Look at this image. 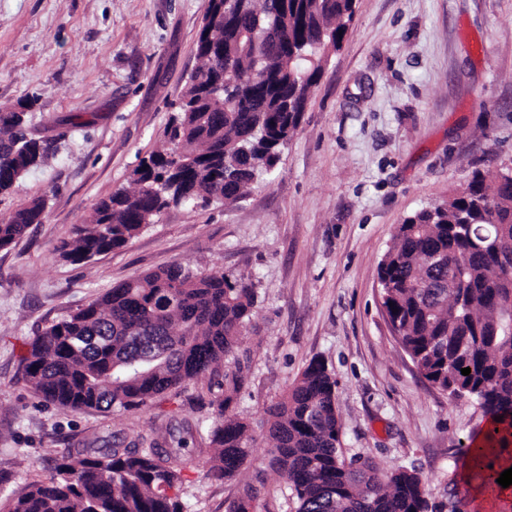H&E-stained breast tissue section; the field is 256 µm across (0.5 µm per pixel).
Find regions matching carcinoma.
I'll return each instance as SVG.
<instances>
[{"label":"carcinoma","instance_id":"obj_1","mask_svg":"<svg viewBox=\"0 0 512 512\" xmlns=\"http://www.w3.org/2000/svg\"><path fill=\"white\" fill-rule=\"evenodd\" d=\"M356 0H208L198 34L200 61L163 143L133 170L134 188L98 201L57 251L89 261L125 247L172 205H233L271 174L297 134L328 52L340 48ZM33 104L0 105V197L47 163L28 136ZM35 198L0 217V249L42 223ZM393 330L419 373L453 399L477 401L512 432V167L476 171L447 201L399 225L379 263ZM257 302L254 284L172 264L120 282L49 327L30 344L25 378L47 403L70 410L140 409L226 363L205 429L207 475L230 480L253 457L256 438L233 412L248 365L237 355ZM469 368L467 376L461 369ZM336 381L312 360L269 408L268 466L298 502L297 512H430L414 470L390 474L347 460L340 440ZM185 421L148 447L66 448L52 473L28 484L9 512H184ZM469 437L462 460L493 483ZM250 487L226 512H255Z\"/></svg>","mask_w":512,"mask_h":512}]
</instances>
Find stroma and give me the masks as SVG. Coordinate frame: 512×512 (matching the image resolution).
<instances>
[{"mask_svg":"<svg viewBox=\"0 0 512 512\" xmlns=\"http://www.w3.org/2000/svg\"><path fill=\"white\" fill-rule=\"evenodd\" d=\"M206 10L207 0H0V104L33 101L29 132L50 155L0 198V215L46 201L43 222L0 249V512L63 449L210 424L219 387L207 375L105 412L48 404L24 380L29 345L48 327L173 263L255 285L238 349L250 373L234 407L254 430L319 359L336 381L345 457L416 470L435 512H472L459 447L487 417L418 373L387 318L378 264L406 216L446 201L474 170L512 163V0H356L271 179L230 206L170 207L91 261L60 259V242L160 144L199 65ZM204 445L183 452L186 512H225L250 485L257 512H296L260 461L228 481L207 477Z\"/></svg>","mask_w":512,"mask_h":512,"instance_id":"stroma-1","label":"stroma"}]
</instances>
